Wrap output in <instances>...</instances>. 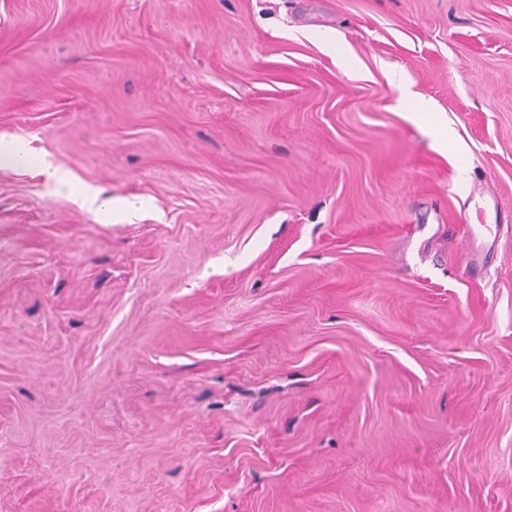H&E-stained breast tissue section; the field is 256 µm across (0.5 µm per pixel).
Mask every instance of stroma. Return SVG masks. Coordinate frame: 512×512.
<instances>
[{"label": "stroma", "mask_w": 512, "mask_h": 512, "mask_svg": "<svg viewBox=\"0 0 512 512\" xmlns=\"http://www.w3.org/2000/svg\"><path fill=\"white\" fill-rule=\"evenodd\" d=\"M1 139L0 512H512V0H0ZM2 159L14 168L37 169L45 177L46 181L57 190L74 194L90 202H99V209L102 213L106 217L112 218L111 196L102 197V191L77 186L67 172L54 167L51 162L35 160L30 149L25 144L9 142L2 146L1 143L0 161Z\"/></svg>", "instance_id": "1"}]
</instances>
